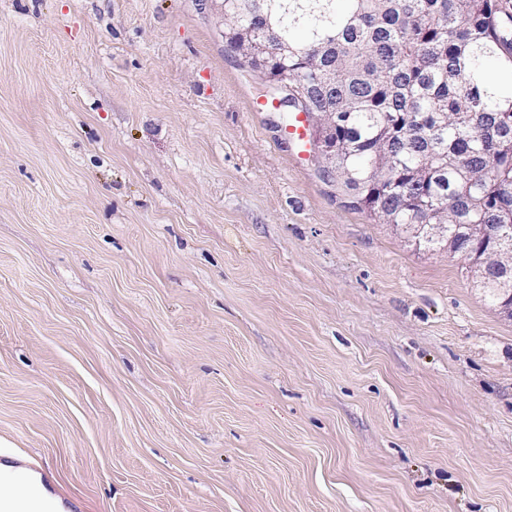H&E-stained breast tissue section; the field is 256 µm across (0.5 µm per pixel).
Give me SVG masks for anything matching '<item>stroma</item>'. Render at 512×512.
Instances as JSON below:
<instances>
[{
	"instance_id": "1",
	"label": "stroma",
	"mask_w": 512,
	"mask_h": 512,
	"mask_svg": "<svg viewBox=\"0 0 512 512\" xmlns=\"http://www.w3.org/2000/svg\"><path fill=\"white\" fill-rule=\"evenodd\" d=\"M289 119L217 0H0V459L64 512H512V320Z\"/></svg>"
}]
</instances>
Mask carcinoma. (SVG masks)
Instances as JSON below:
<instances>
[{
	"mask_svg": "<svg viewBox=\"0 0 512 512\" xmlns=\"http://www.w3.org/2000/svg\"><path fill=\"white\" fill-rule=\"evenodd\" d=\"M226 10L227 46L241 28L258 44L277 39L283 53L260 57L270 77L288 73L304 109L336 113L317 136L353 207L412 225L429 251L417 225H448L466 274L494 240L512 247V90L489 78L492 64L512 74L502 0H228ZM510 279L494 271L479 285L497 310Z\"/></svg>",
	"mask_w": 512,
	"mask_h": 512,
	"instance_id": "carcinoma-1",
	"label": "carcinoma"
}]
</instances>
